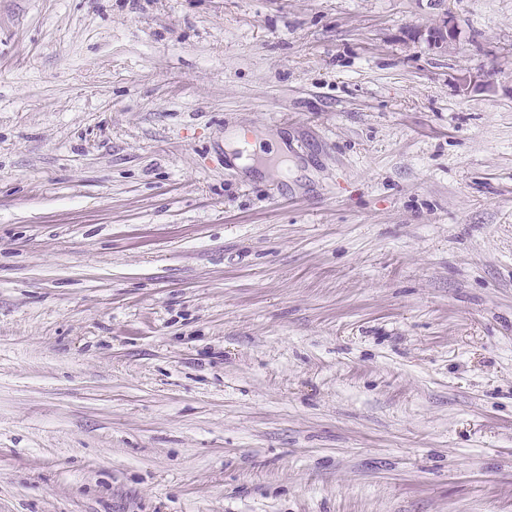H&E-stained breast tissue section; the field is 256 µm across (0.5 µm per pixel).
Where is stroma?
I'll return each instance as SVG.
<instances>
[{
    "instance_id": "35a3bbf8",
    "label": "stroma",
    "mask_w": 512,
    "mask_h": 512,
    "mask_svg": "<svg viewBox=\"0 0 512 512\" xmlns=\"http://www.w3.org/2000/svg\"><path fill=\"white\" fill-rule=\"evenodd\" d=\"M0 512H512V0H0Z\"/></svg>"
}]
</instances>
